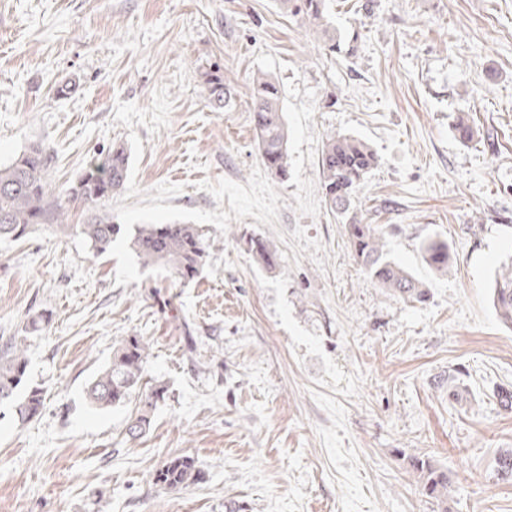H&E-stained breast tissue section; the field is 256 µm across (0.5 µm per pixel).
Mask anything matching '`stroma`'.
Listing matches in <instances>:
<instances>
[{"instance_id": "obj_1", "label": "stroma", "mask_w": 512, "mask_h": 512, "mask_svg": "<svg viewBox=\"0 0 512 512\" xmlns=\"http://www.w3.org/2000/svg\"><path fill=\"white\" fill-rule=\"evenodd\" d=\"M326 8L354 53L330 52L278 0H0V164L43 145L62 189L97 153H129L125 189L101 207L121 227L106 253L70 230L0 239V337L49 319L25 335L23 386L44 409L0 419V512H437L416 457L447 469L451 512H512L498 470L512 330L489 298L512 251V0ZM216 64L221 109L203 92ZM260 72L282 93L284 182L255 141ZM463 113L480 131L468 145ZM338 134L376 152L357 208L392 225L390 254L427 302L378 288L328 212L318 160ZM172 222L214 241L188 284L131 247L137 226ZM429 238L447 242V274L425 263ZM132 335L168 388L137 439L138 398L84 399ZM178 454L203 479L160 490L152 475Z\"/></svg>"}]
</instances>
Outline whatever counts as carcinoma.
Listing matches in <instances>:
<instances>
[{"label": "carcinoma", "mask_w": 512, "mask_h": 512, "mask_svg": "<svg viewBox=\"0 0 512 512\" xmlns=\"http://www.w3.org/2000/svg\"><path fill=\"white\" fill-rule=\"evenodd\" d=\"M280 7L303 25L318 33L332 52L341 49L342 36L325 20V0H280ZM205 97L215 108L224 107L229 89L224 73L215 67L204 76ZM281 90L265 73L252 81V124L263 163L274 176L288 179V129ZM464 143L478 139V130L469 120L460 118L455 125ZM53 156L44 148L33 146L10 164L0 165V238L20 237L39 224H63L67 204L80 200L101 204L121 192L129 171L127 150L119 145L94 157L81 177L66 189H55L50 181ZM376 164L372 149L352 136L327 139L319 159L322 191L330 213L342 221L345 232L363 271L380 288L407 301L423 303L429 293L422 281L405 266L391 258L386 244L387 227L365 224L351 212L357 192ZM71 230L81 235L98 253L106 252L118 233L117 225L104 215H94L85 224ZM131 245L142 264L168 268L181 280L197 276L205 264L211 242L194 224H143L136 228ZM256 258L270 269L276 255L262 239L252 242ZM425 262L439 272L448 270V244L430 240L423 244ZM490 301L502 325L512 329V254L497 268ZM150 356V344L140 336H130L115 349L112 359L87 384L86 400L96 409L115 407L141 389ZM27 369V356L18 337L0 339V410L8 407L12 415L25 423L42 412L44 398L40 389L19 393ZM167 387L157 384L144 393L143 407L128 424V435L137 438L149 429L150 414L165 400ZM413 470L424 495L449 512L448 471L429 459L413 460ZM203 473L189 455H173L154 472L153 483L165 490H177L202 480Z\"/></svg>", "instance_id": "obj_1"}]
</instances>
